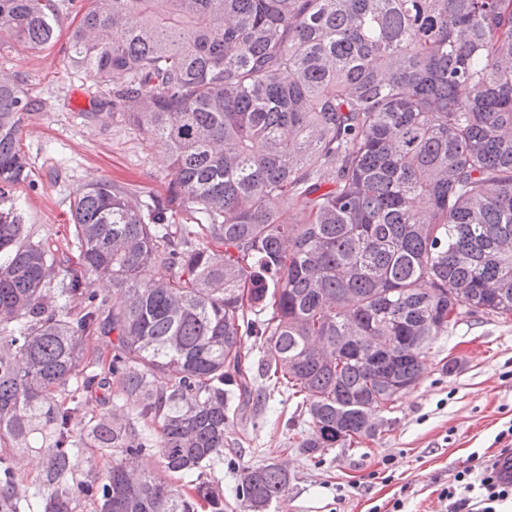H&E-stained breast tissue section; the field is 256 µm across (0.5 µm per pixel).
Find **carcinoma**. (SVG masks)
Returning <instances> with one entry per match:
<instances>
[{
  "label": "carcinoma",
  "instance_id": "1",
  "mask_svg": "<svg viewBox=\"0 0 512 512\" xmlns=\"http://www.w3.org/2000/svg\"><path fill=\"white\" fill-rule=\"evenodd\" d=\"M62 6L0 0V33L49 46ZM68 65L171 179L88 182L70 237L34 239L22 122L45 103L0 71V512H224L206 470L256 378L300 399L304 453L349 448L431 338L512 317V0H87ZM86 452L104 473L78 477ZM288 483L248 468L239 496L265 512Z\"/></svg>",
  "mask_w": 512,
  "mask_h": 512
}]
</instances>
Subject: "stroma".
<instances>
[{"label": "stroma", "instance_id": "1", "mask_svg": "<svg viewBox=\"0 0 512 512\" xmlns=\"http://www.w3.org/2000/svg\"><path fill=\"white\" fill-rule=\"evenodd\" d=\"M71 29L63 21L56 41L43 49L0 38V69L21 75L25 89L45 102L22 124L36 179L22 192L23 216L36 237L53 240L66 232L70 196L80 185L102 178L160 193L169 179L162 141L108 112L92 113V80L66 65ZM451 360L456 369L442 373ZM424 363L421 382L385 413L381 433L355 447L302 454L295 443L307 417L275 391L236 416L226 465L214 472L224 512H245L239 472L270 463L287 468L289 484L267 512H371L398 498L404 512H442L439 494L468 466L470 454H496L503 446L499 433L512 426V319L464 318L429 343Z\"/></svg>", "mask_w": 512, "mask_h": 512}]
</instances>
